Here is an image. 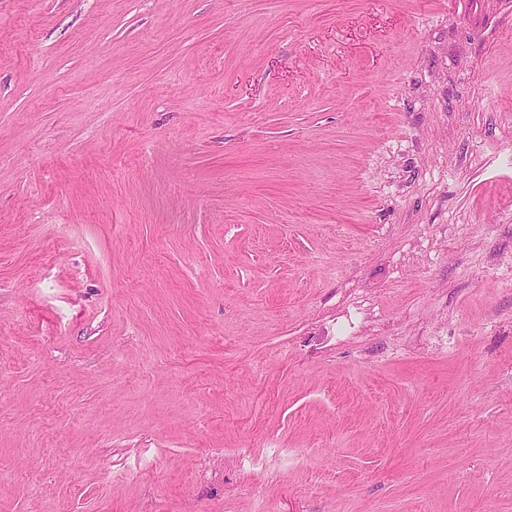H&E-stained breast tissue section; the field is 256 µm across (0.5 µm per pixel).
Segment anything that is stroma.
<instances>
[{
	"instance_id": "35a3bbf8",
	"label": "stroma",
	"mask_w": 512,
	"mask_h": 512,
	"mask_svg": "<svg viewBox=\"0 0 512 512\" xmlns=\"http://www.w3.org/2000/svg\"><path fill=\"white\" fill-rule=\"evenodd\" d=\"M0 512H512V0H0Z\"/></svg>"
}]
</instances>
